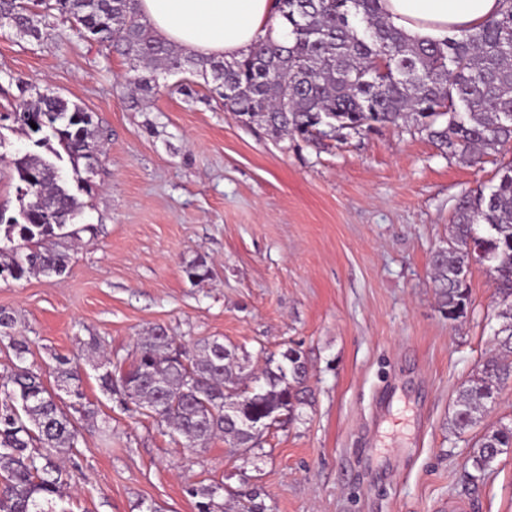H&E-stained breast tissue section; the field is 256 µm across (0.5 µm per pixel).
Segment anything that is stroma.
<instances>
[{
	"instance_id": "stroma-1",
	"label": "stroma",
	"mask_w": 512,
	"mask_h": 512,
	"mask_svg": "<svg viewBox=\"0 0 512 512\" xmlns=\"http://www.w3.org/2000/svg\"><path fill=\"white\" fill-rule=\"evenodd\" d=\"M28 43L0 28V207L15 214L8 161L50 157L56 140L7 120L33 85L92 112L103 132L93 172L60 166L83 203L59 277H0V311L27 337L24 364L56 388L58 359L80 368L95 423L64 458V512H197L192 489L221 483L225 512H512V453L468 485L471 444L512 420V381L462 435L448 430L458 389L493 350L499 299L470 268L467 316L438 310L430 261L460 197L497 181L501 151L470 165L397 123L311 144L242 124L202 77L158 72L127 88L134 61L86 40L59 14ZM205 262L209 274L187 269ZM160 327L186 344L219 338L245 378L300 349L310 402L248 454L223 438L193 451L103 393L97 339L129 365Z\"/></svg>"
}]
</instances>
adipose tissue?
I'll use <instances>...</instances> for the list:
<instances>
[{"instance_id": "ef3b65f1", "label": "adipose tissue", "mask_w": 512, "mask_h": 512, "mask_svg": "<svg viewBox=\"0 0 512 512\" xmlns=\"http://www.w3.org/2000/svg\"><path fill=\"white\" fill-rule=\"evenodd\" d=\"M388 20L419 40L439 41L496 13L500 0H380ZM155 35L198 57L240 56L259 40L281 38L273 0H139Z\"/></svg>"}]
</instances>
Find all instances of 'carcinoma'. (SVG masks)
<instances>
[{
  "label": "carcinoma",
  "mask_w": 512,
  "mask_h": 512,
  "mask_svg": "<svg viewBox=\"0 0 512 512\" xmlns=\"http://www.w3.org/2000/svg\"><path fill=\"white\" fill-rule=\"evenodd\" d=\"M288 23L285 40L259 41L239 60L195 59L158 38L141 21L137 0H0V15L36 42L44 39L42 18L53 10L72 20L80 33L143 64L130 80L149 92L154 71L195 67L212 80L224 109L241 122L265 123L277 136L311 143L325 128L359 134L409 119L453 158L476 164L489 152L512 145V0L480 26L441 42H416L381 14L378 0H279ZM14 122L32 133L48 123L53 137L73 163L98 151L91 113L61 96L33 87L30 99L14 112ZM36 128H31V124ZM61 152V153H63ZM61 153L54 152L56 158ZM9 168L21 190L32 181L35 192L19 197L29 220L0 210V276L20 280L30 274L60 275L67 253L43 242L77 236L69 229L83 203L71 193L55 162L31 154L16 156ZM487 266L499 304L496 353L475 366L461 383L448 430L457 435L474 427L499 390L512 379V161L497 172L490 190L469 191L458 201L448 226V246L433 256L439 310L450 321L467 316L471 305L470 266ZM14 319L0 313V340L17 360L29 348L11 334ZM58 375L78 400L76 412L94 421L98 410L82 402L79 375L58 360ZM235 349L218 339L188 347L156 327L140 338L131 368L114 380L99 375L107 393L150 413L183 437L188 448H204L224 437L244 452L260 447L267 421L291 420L308 403L307 365L290 348L282 359H267L263 381L243 384ZM79 430L37 372L17 366L0 381V512H65L52 508L66 473L58 457L77 448ZM512 448V421L486 430L472 445L477 482L492 470L497 449ZM201 497L198 512H224L216 488L192 490Z\"/></svg>",
  "instance_id": "1"
}]
</instances>
